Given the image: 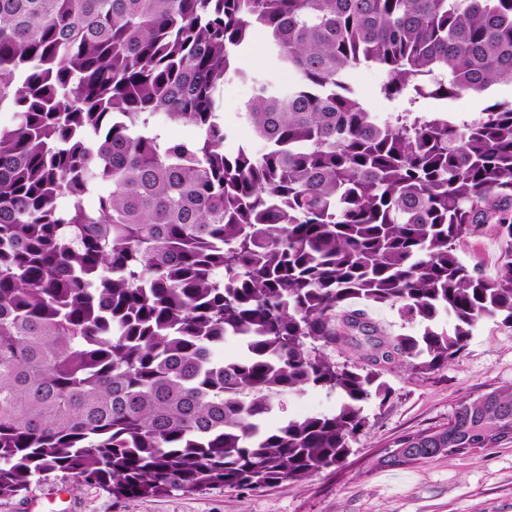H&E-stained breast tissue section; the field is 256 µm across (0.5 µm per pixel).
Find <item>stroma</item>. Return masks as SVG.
Wrapping results in <instances>:
<instances>
[{
  "label": "stroma",
  "instance_id": "35a3bbf8",
  "mask_svg": "<svg viewBox=\"0 0 512 512\" xmlns=\"http://www.w3.org/2000/svg\"><path fill=\"white\" fill-rule=\"evenodd\" d=\"M250 96V85L235 79L225 81L220 91L218 115L231 131L225 151L255 142L242 117ZM502 249L492 225L485 224L459 243L457 255L468 269L492 278ZM349 307L363 312L380 337L416 330L397 307L362 300ZM382 378L391 389L390 397L383 404L365 403L366 427L350 440L344 466L257 491L216 486L148 498L115 496L52 471L26 491L0 498V512H512V444L479 454L439 456L408 467L377 462L399 435L445 424L461 401L512 386V329L483 320L447 366L423 374L397 360L386 365ZM338 403L337 394L324 389L286 395L266 422L275 425L303 414L329 413Z\"/></svg>",
  "mask_w": 512,
  "mask_h": 512
}]
</instances>
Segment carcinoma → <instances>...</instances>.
I'll use <instances>...</instances> for the list:
<instances>
[{"label": "carcinoma", "instance_id": "cac0c4a2", "mask_svg": "<svg viewBox=\"0 0 512 512\" xmlns=\"http://www.w3.org/2000/svg\"><path fill=\"white\" fill-rule=\"evenodd\" d=\"M260 28L291 83L240 66ZM361 66L406 107L379 120ZM231 78L258 145L227 153ZM503 82L512 0H0V497L54 470L139 498L302 480L387 401L380 362L431 373L480 321L512 328V101L460 124L419 108ZM482 224L505 243L493 279L456 253ZM352 299L418 331L384 340ZM310 388L339 406L265 425ZM505 426L512 386L392 447L463 455ZM350 77L359 98L380 117L398 106L396 102H389L381 96L379 88L384 75L378 69L360 67L354 69ZM319 350L328 358L336 361L337 364L343 365H365L366 348H358L353 344L339 342L337 344H328L323 346L322 342L316 343Z\"/></svg>", "mask_w": 512, "mask_h": 512}]
</instances>
